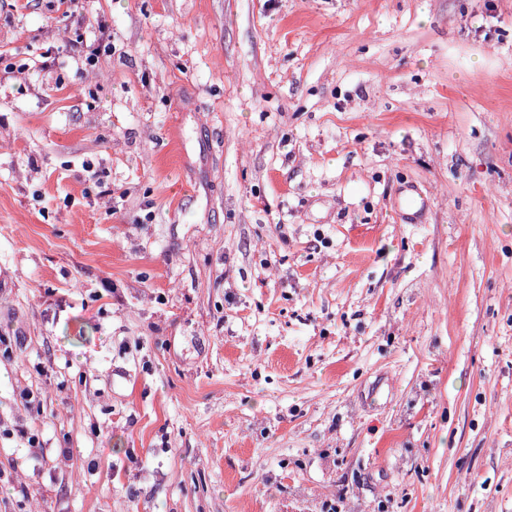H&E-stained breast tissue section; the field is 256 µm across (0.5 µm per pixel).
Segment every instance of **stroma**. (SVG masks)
<instances>
[{"instance_id":"obj_1","label":"stroma","mask_w":512,"mask_h":512,"mask_svg":"<svg viewBox=\"0 0 512 512\" xmlns=\"http://www.w3.org/2000/svg\"><path fill=\"white\" fill-rule=\"evenodd\" d=\"M80 3L0 0V512H512V0Z\"/></svg>"}]
</instances>
